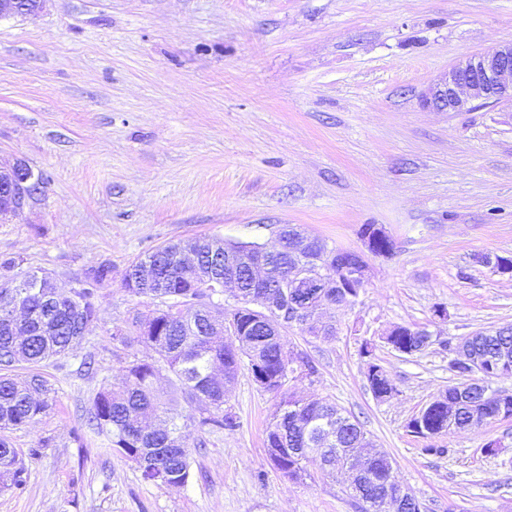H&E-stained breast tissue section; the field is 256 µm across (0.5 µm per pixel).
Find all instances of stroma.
I'll use <instances>...</instances> for the list:
<instances>
[{
  "label": "stroma",
  "instance_id": "1",
  "mask_svg": "<svg viewBox=\"0 0 512 512\" xmlns=\"http://www.w3.org/2000/svg\"><path fill=\"white\" fill-rule=\"evenodd\" d=\"M509 40L512 0H48L0 20V168L47 179L0 220V256L65 288L112 267L95 330L42 370L52 407L9 433L28 478L0 490V512H358L317 459L301 481L275 470L264 438L280 398L245 369L226 402L238 428H192L187 486L144 482L84 425L96 393L147 354L111 338L144 307L126 267L170 241L270 243L284 224L347 250L365 224L395 242L369 257L357 303L335 309L334 337L288 327L315 373L286 392L359 420L422 512H512V418L429 440L407 430L457 381L449 345L512 326V276L491 265L512 257V112L421 103L459 60ZM396 325L431 345L396 352L380 340ZM369 339L396 389L384 401L365 378Z\"/></svg>",
  "mask_w": 512,
  "mask_h": 512
}]
</instances>
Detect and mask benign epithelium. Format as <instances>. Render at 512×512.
<instances>
[{"label": "benign epithelium", "mask_w": 512, "mask_h": 512, "mask_svg": "<svg viewBox=\"0 0 512 512\" xmlns=\"http://www.w3.org/2000/svg\"><path fill=\"white\" fill-rule=\"evenodd\" d=\"M45 4V0H0V16H34ZM424 106L439 112H461L476 107L512 108V40L483 53L470 55L462 60L444 76L434 82L422 95ZM40 183V175L23 162H18L9 170H0V194L8 199L5 209L8 214L22 211L28 201L36 195L35 188ZM386 233L374 226L363 237L364 251L355 253L357 261L345 266L336 260V275L327 276L320 270L312 271L300 266L288 275V287L318 293L320 288H352L359 292L368 284L369 265L366 254L373 253L376 243ZM309 238L296 231L291 234L278 231V244L264 249L269 256L282 252L299 255L306 250ZM288 318L290 324H296L308 332H321L318 313L309 301L294 294L288 296ZM470 376L461 383V388L478 381L512 375V363L501 359L496 365L470 357L467 359ZM413 499L412 492L400 488L379 500L381 512H403L405 505Z\"/></svg>", "instance_id": "obj_1"}]
</instances>
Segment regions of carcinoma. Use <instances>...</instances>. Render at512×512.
I'll return each mask as SVG.
<instances>
[{
	"label": "carcinoma",
	"instance_id": "1",
	"mask_svg": "<svg viewBox=\"0 0 512 512\" xmlns=\"http://www.w3.org/2000/svg\"><path fill=\"white\" fill-rule=\"evenodd\" d=\"M192 245L198 259L184 265L183 244L168 243L137 259L126 269L124 288L146 299V310L130 324L112 330V342L125 347L134 344L150 352L145 359L129 361L118 387L107 385L86 409L87 426L107 436L112 447L133 462L142 478L158 486L181 487L189 483L191 453L189 426L233 430L235 416L224 409L225 392L245 368L263 390L283 391L284 371L291 358L285 336L276 328L280 317L266 321L265 308L256 305L263 289L251 284L244 274L241 296L228 310L211 295L224 293V255L234 251L240 264H257L265 259L256 243L226 242L219 237L198 238ZM302 264L319 268L328 262L327 244L311 243ZM152 269L151 278L140 272ZM112 269L100 264L88 269L82 287L63 294L48 282V274L26 273L24 288H0V431L30 424L50 408L47 380L40 368L66 355L91 334L98 320V287ZM470 353L486 360L506 356L512 360V331L479 332L463 339ZM395 351L413 355L428 347L423 337L410 328H401L386 337ZM26 366L27 373L16 372ZM173 375L193 413L183 414L173 400L157 387L162 372ZM367 385L378 399L395 391L377 363H367ZM501 401L488 398L474 387L468 401L448 405L444 401L430 409L419 421L420 429L409 432L435 436L451 426L464 427L476 409L494 418ZM336 406L321 398L283 397L266 432V448L276 469L292 480L305 475L308 455L325 447L328 428L336 426ZM359 423L340 428L331 447L343 449L339 458L349 460L360 450ZM390 458L383 454L352 470L347 490L357 499L356 490L370 497L394 491L389 480ZM22 453L9 439L0 436V484L19 488L25 483Z\"/></svg>",
	"mask_w": 512,
	"mask_h": 512
}]
</instances>
